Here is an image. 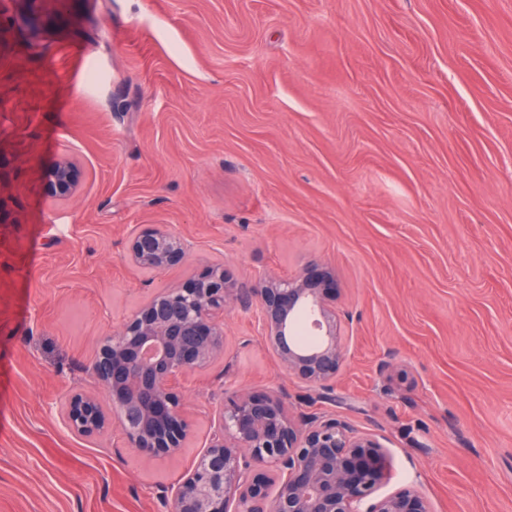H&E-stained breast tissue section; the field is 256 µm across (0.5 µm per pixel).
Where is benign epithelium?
Returning <instances> with one entry per match:
<instances>
[{
	"label": "benign epithelium",
	"mask_w": 512,
	"mask_h": 512,
	"mask_svg": "<svg viewBox=\"0 0 512 512\" xmlns=\"http://www.w3.org/2000/svg\"><path fill=\"white\" fill-rule=\"evenodd\" d=\"M45 184L57 199L76 196L75 163L58 159ZM185 256L182 239L161 225L135 233L126 254L153 271ZM335 291L330 272L317 265L294 279L273 274L249 287L224 266H208L154 294L103 340L89 372L108 403L75 391L62 418L73 435L92 440L112 427L116 409L131 447L156 458L177 454L192 429L179 378L224 357V311L236 305L260 309L268 346L288 374L330 395L345 362L330 306ZM389 478V455L376 435L357 433L334 415L298 419L282 395L245 389L224 400L205 450L169 488L168 512H431L411 488L376 495Z\"/></svg>",
	"instance_id": "benign-epithelium-1"
}]
</instances>
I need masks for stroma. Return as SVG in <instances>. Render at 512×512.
<instances>
[{
  "label": "stroma",
  "instance_id": "35a3bbf8",
  "mask_svg": "<svg viewBox=\"0 0 512 512\" xmlns=\"http://www.w3.org/2000/svg\"><path fill=\"white\" fill-rule=\"evenodd\" d=\"M149 225L184 263L127 262ZM214 263L332 273L335 400L238 306L178 455L73 438L100 341ZM240 388L381 437L379 495L512 512V0H0V512H165ZM45 184L52 197L67 200L76 196L80 191V182L76 173L75 163L61 157L47 171Z\"/></svg>",
  "mask_w": 512,
  "mask_h": 512
}]
</instances>
